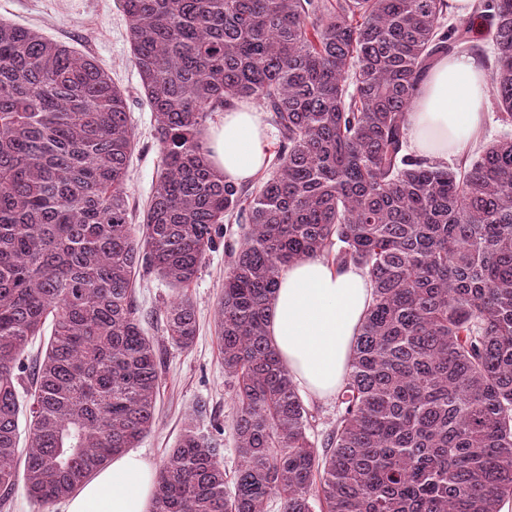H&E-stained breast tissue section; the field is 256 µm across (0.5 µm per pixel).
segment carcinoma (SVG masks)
<instances>
[{
    "label": "carcinoma",
    "mask_w": 512,
    "mask_h": 512,
    "mask_svg": "<svg viewBox=\"0 0 512 512\" xmlns=\"http://www.w3.org/2000/svg\"><path fill=\"white\" fill-rule=\"evenodd\" d=\"M161 170L131 223L135 133L97 61L0 22V492L49 504L155 424L161 358L134 283L197 278L233 217L216 329L240 466L192 422L157 474L153 512H500L512 497V135L454 167L407 152L406 114L435 58L493 42L512 126V0H122ZM251 100L281 145L250 192L209 162L211 113ZM368 275L372 302L318 452L268 336L287 265ZM51 333L39 359L32 340ZM192 345L196 310H165ZM25 426H20V422ZM27 446L19 448L21 432ZM233 489L226 490V484Z\"/></svg>",
    "instance_id": "carcinoma-1"
}]
</instances>
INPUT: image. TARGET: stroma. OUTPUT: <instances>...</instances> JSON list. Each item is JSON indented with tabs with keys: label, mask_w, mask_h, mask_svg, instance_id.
<instances>
[{
	"label": "stroma",
	"mask_w": 512,
	"mask_h": 512,
	"mask_svg": "<svg viewBox=\"0 0 512 512\" xmlns=\"http://www.w3.org/2000/svg\"><path fill=\"white\" fill-rule=\"evenodd\" d=\"M0 21L33 28L93 56L125 91L136 136L129 204L143 209L157 180L160 154L153 136L152 113L140 93V79L131 63L120 0H0ZM240 235V225H230L225 243L208 253L197 279L186 290L199 321L198 334L189 348L174 347L163 332L164 308L176 298V290L168 288L153 274L137 282L143 327L163 358L156 421L136 446L137 452L153 467H160L191 418L198 419L203 431L218 444L226 472H233L240 463L233 435L232 382L224 375L221 343L214 322L228 261L227 246L237 242Z\"/></svg>",
	"instance_id": "stroma-1"
}]
</instances>
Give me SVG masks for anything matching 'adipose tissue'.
<instances>
[{"mask_svg":"<svg viewBox=\"0 0 512 512\" xmlns=\"http://www.w3.org/2000/svg\"><path fill=\"white\" fill-rule=\"evenodd\" d=\"M489 73L469 52L439 57L407 114V141L418 157L445 163L475 142L489 105ZM209 159L232 182L267 165L269 137L261 112L241 101L225 110L208 140ZM371 282L355 265L320 257L279 274L268 335L303 389L331 397L348 371L354 338L370 305ZM156 472L138 453L113 456L72 495L64 512H150Z\"/></svg>","mask_w":512,"mask_h":512,"instance_id":"ef3b65f1","label":"adipose tissue"}]
</instances>
